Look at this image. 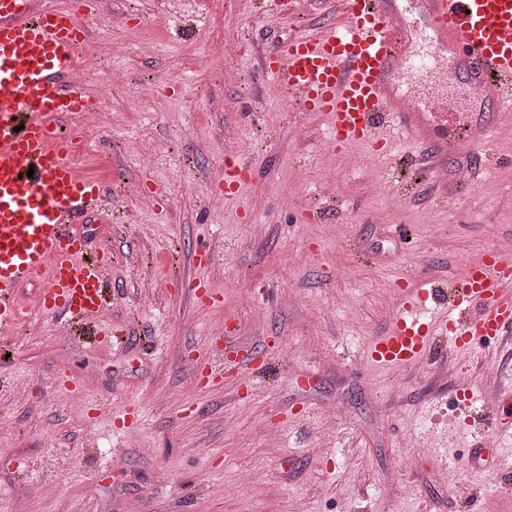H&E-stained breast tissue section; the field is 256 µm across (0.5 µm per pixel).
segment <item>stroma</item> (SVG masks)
I'll use <instances>...</instances> for the list:
<instances>
[{"label":"stroma","instance_id":"1","mask_svg":"<svg viewBox=\"0 0 512 512\" xmlns=\"http://www.w3.org/2000/svg\"><path fill=\"white\" fill-rule=\"evenodd\" d=\"M100 10L101 66L78 77L111 84L112 120L56 125L78 130L81 172L121 201L96 244L112 257L101 326L126 340L17 329L0 353V512H512V337L440 336L409 367L367 355L404 291L512 252V157L440 205L427 182L398 191L422 158L392 128L329 148L319 120L271 94L260 54L342 22L339 0L283 20L262 0ZM228 129L255 170L224 194ZM210 246L222 263H196ZM175 273L219 301L196 304ZM219 348L223 375L195 383ZM490 375L483 399L453 402Z\"/></svg>","mask_w":512,"mask_h":512}]
</instances>
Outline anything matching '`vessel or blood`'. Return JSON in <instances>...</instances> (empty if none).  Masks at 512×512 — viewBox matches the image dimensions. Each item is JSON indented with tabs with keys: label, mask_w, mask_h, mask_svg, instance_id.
<instances>
[{
	"label": "vessel or blood",
	"mask_w": 512,
	"mask_h": 512,
	"mask_svg": "<svg viewBox=\"0 0 512 512\" xmlns=\"http://www.w3.org/2000/svg\"><path fill=\"white\" fill-rule=\"evenodd\" d=\"M344 23L274 45L261 55L271 86L297 94L306 114L329 129L330 147L372 141L386 123L427 152L423 174L449 157L496 158L491 106L512 117V0H341ZM99 0H0V334L32 314L84 333L108 306L110 256L95 250L92 225L114 201L76 162V132L57 118L98 109L100 97L73 79L78 49L99 15ZM452 76L463 97L430 94ZM250 161L229 157L221 182L237 188ZM471 177L482 169L473 163ZM36 285L38 310L25 288ZM447 301L451 320L425 319ZM481 345L512 334V256L497 251L446 283L427 282L400 303L389 329L368 345L382 366L422 361L437 333Z\"/></svg>",
	"instance_id": "1"
}]
</instances>
